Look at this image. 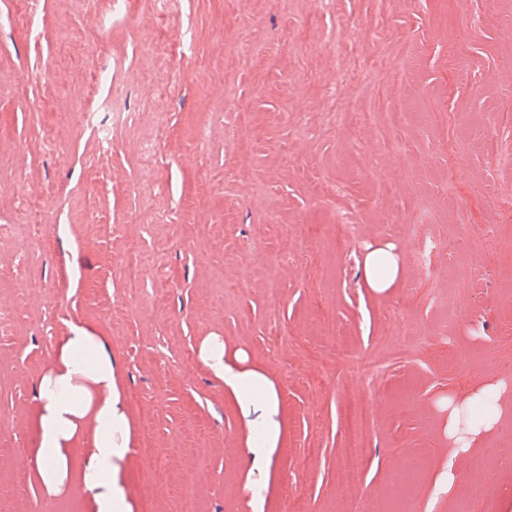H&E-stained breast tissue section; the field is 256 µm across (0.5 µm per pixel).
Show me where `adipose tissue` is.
Wrapping results in <instances>:
<instances>
[{
    "label": "adipose tissue",
    "mask_w": 512,
    "mask_h": 512,
    "mask_svg": "<svg viewBox=\"0 0 512 512\" xmlns=\"http://www.w3.org/2000/svg\"><path fill=\"white\" fill-rule=\"evenodd\" d=\"M401 272L394 245L367 246V288L387 293L396 287ZM104 344L103 336L84 322L70 324L58 339L37 379L35 445L26 449L25 459L46 500L78 486L87 494L88 512H135L136 504L125 490L132 422L117 364ZM198 357L245 422L249 471L255 476L249 505L252 512H266L273 453L284 436L279 396L265 374L245 366L242 351L227 352L218 337L206 338ZM511 412V392L481 390L450 411L449 433L458 448L473 447Z\"/></svg>",
    "instance_id": "adipose-tissue-1"
}]
</instances>
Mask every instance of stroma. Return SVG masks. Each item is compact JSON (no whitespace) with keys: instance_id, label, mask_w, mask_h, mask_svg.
Masks as SVG:
<instances>
[{"instance_id":"obj_1","label":"stroma","mask_w":512,"mask_h":512,"mask_svg":"<svg viewBox=\"0 0 512 512\" xmlns=\"http://www.w3.org/2000/svg\"><path fill=\"white\" fill-rule=\"evenodd\" d=\"M41 8L0 0V512H87L23 464L36 380L77 321L117 362L135 442L163 451L126 475L135 499L156 480L153 512L186 477L203 512H251L247 431L197 357L210 336L285 409L267 512H506L512 416L434 479L448 402L512 387V0ZM112 106L105 154L79 115ZM377 242L404 267L382 295L361 277ZM355 359L382 368L363 380Z\"/></svg>"}]
</instances>
